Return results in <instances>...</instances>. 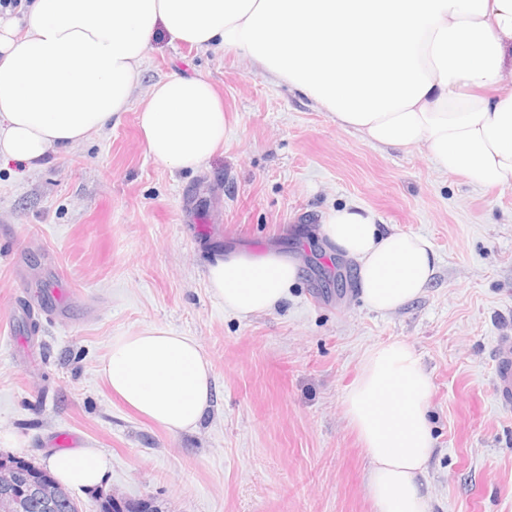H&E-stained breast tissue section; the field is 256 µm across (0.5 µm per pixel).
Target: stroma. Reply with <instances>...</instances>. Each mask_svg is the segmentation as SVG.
I'll return each mask as SVG.
<instances>
[{"label": "stroma", "instance_id": "obj_1", "mask_svg": "<svg viewBox=\"0 0 512 512\" xmlns=\"http://www.w3.org/2000/svg\"><path fill=\"white\" fill-rule=\"evenodd\" d=\"M178 72L224 100V147L198 171L155 162L131 107L46 166L0 165V455L36 465L61 436L110 462L98 494L161 512H374L369 463L342 406L364 352L403 340L433 383L430 512H512V412L494 399L493 347L512 336V188L435 170L425 150L369 143L235 53L150 38L140 86ZM420 233L430 288L387 314L320 233L332 207ZM276 249L300 263L278 309L226 313L207 262ZM195 337L215 397L198 430L130 412L99 373L113 337Z\"/></svg>", "mask_w": 512, "mask_h": 512}]
</instances>
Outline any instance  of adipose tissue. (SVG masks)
<instances>
[{
  "label": "adipose tissue",
  "instance_id": "ef3b65f1",
  "mask_svg": "<svg viewBox=\"0 0 512 512\" xmlns=\"http://www.w3.org/2000/svg\"><path fill=\"white\" fill-rule=\"evenodd\" d=\"M159 28L174 43L234 51L373 143L422 147L440 172L512 187V0H31L23 18L0 14V161L41 168L128 111ZM139 125L156 162L195 171L224 146V103L207 80L172 74L147 91ZM320 232L356 262L374 311L408 305L433 281L429 238L377 223L368 208L331 209ZM299 273L296 260L267 252L215 259L205 276L210 296L246 318L287 301ZM100 373L175 434L197 430L212 405L201 345L165 327L113 337ZM431 393L402 340L369 348L344 391L376 512H428ZM46 465L75 489L99 486L109 469L92 448L53 453Z\"/></svg>",
  "mask_w": 512,
  "mask_h": 512
}]
</instances>
